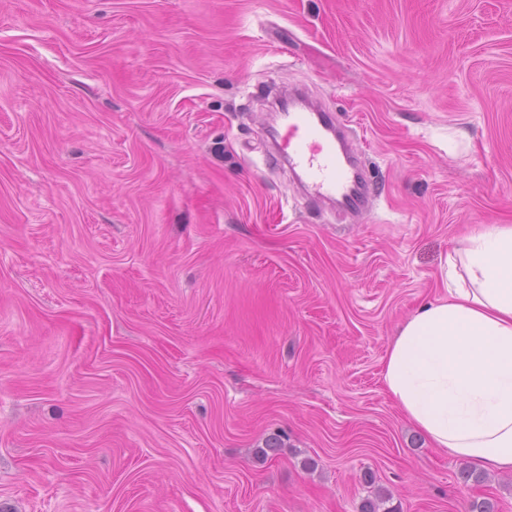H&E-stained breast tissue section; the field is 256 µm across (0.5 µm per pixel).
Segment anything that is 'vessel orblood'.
<instances>
[{
	"instance_id": "obj_1",
	"label": "vessel or blood",
	"mask_w": 512,
	"mask_h": 512,
	"mask_svg": "<svg viewBox=\"0 0 512 512\" xmlns=\"http://www.w3.org/2000/svg\"><path fill=\"white\" fill-rule=\"evenodd\" d=\"M337 136L332 117L324 111L286 112L277 152L305 173L312 199L334 200L346 210L368 212L370 192L354 188L352 170L337 152Z\"/></svg>"
}]
</instances>
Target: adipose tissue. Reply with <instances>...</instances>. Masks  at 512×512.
Masks as SVG:
<instances>
[{"label":"adipose tissue","instance_id":"1","mask_svg":"<svg viewBox=\"0 0 512 512\" xmlns=\"http://www.w3.org/2000/svg\"><path fill=\"white\" fill-rule=\"evenodd\" d=\"M442 281L392 337L384 387L433 447L512 472V226L467 237Z\"/></svg>","mask_w":512,"mask_h":512}]
</instances>
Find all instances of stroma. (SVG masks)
I'll return each instance as SVG.
<instances>
[{"label": "stroma", "instance_id": "1", "mask_svg": "<svg viewBox=\"0 0 512 512\" xmlns=\"http://www.w3.org/2000/svg\"><path fill=\"white\" fill-rule=\"evenodd\" d=\"M291 85L354 129L371 213L269 160ZM488 224L512 0H0V512H512L381 380Z\"/></svg>", "mask_w": 512, "mask_h": 512}]
</instances>
